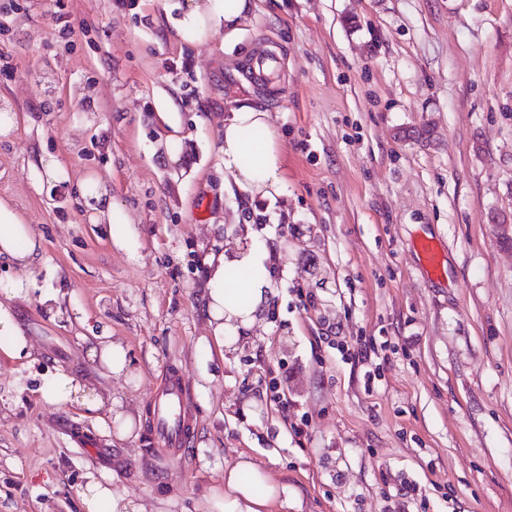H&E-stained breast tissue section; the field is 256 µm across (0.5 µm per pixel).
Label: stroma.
I'll list each match as a JSON object with an SVG mask.
<instances>
[{"mask_svg":"<svg viewBox=\"0 0 512 512\" xmlns=\"http://www.w3.org/2000/svg\"><path fill=\"white\" fill-rule=\"evenodd\" d=\"M183 2L0 0V113L16 117L0 200L42 246L12 305L34 358L0 355V512H84L90 473L142 512H216L243 455L288 488L271 512H512V247L487 221L512 210V0H254L235 40L197 45L167 34ZM265 45L269 89L245 71ZM239 103L282 134L281 197L224 189ZM43 159L61 176L39 192ZM92 177L130 248L90 223ZM250 228L277 294L220 347L204 259ZM422 238L442 244L441 275ZM102 339L122 374L91 358ZM167 368L193 430L158 467L147 414ZM57 371L110 407L47 403ZM90 355L97 358L112 374L119 375L126 368V353L120 344L102 343L99 347L92 348Z\"/></svg>","mask_w":512,"mask_h":512,"instance_id":"35a3bbf8","label":"stroma"}]
</instances>
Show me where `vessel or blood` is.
Masks as SVG:
<instances>
[{"label": "vessel or blood", "mask_w": 512, "mask_h": 512, "mask_svg": "<svg viewBox=\"0 0 512 512\" xmlns=\"http://www.w3.org/2000/svg\"><path fill=\"white\" fill-rule=\"evenodd\" d=\"M249 66L254 70V80L263 84L273 82L278 75V58L267 50L257 52L251 58ZM187 404L188 391L185 379L179 370H170L151 399L152 460L182 456L190 427Z\"/></svg>", "instance_id": "obj_1"}]
</instances>
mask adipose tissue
I'll use <instances>...</instances> for the list:
<instances>
[{
	"label": "adipose tissue",
	"instance_id": "adipose-tissue-1",
	"mask_svg": "<svg viewBox=\"0 0 512 512\" xmlns=\"http://www.w3.org/2000/svg\"><path fill=\"white\" fill-rule=\"evenodd\" d=\"M252 0H187L181 18L173 25L183 42L202 43L212 38L234 36L247 21ZM224 170L233 183L251 197L280 195L284 185V152L269 112L250 104L231 110L224 122L220 147ZM41 245L33 230L0 201V257L14 262L20 271L35 267ZM207 312L217 345L251 329L273 293L272 273L263 252L240 248L231 254L208 259ZM20 278L0 283V353L21 360L32 356L22 326L12 311V302L26 290ZM287 487L276 483L268 471L251 460L241 459L224 472V512H270Z\"/></svg>",
	"mask_w": 512,
	"mask_h": 512
}]
</instances>
